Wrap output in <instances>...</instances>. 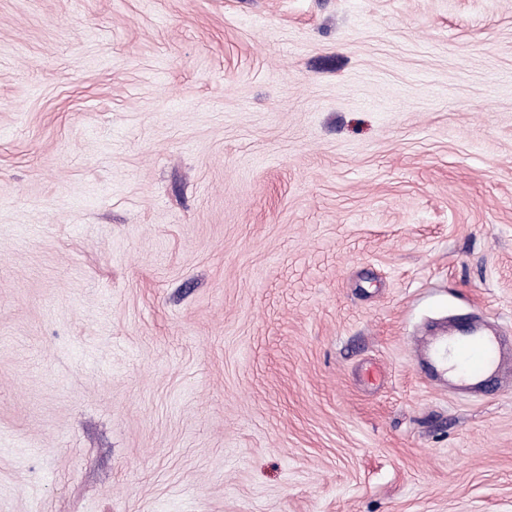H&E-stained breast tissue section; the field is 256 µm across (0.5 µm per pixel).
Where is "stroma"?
<instances>
[{
    "mask_svg": "<svg viewBox=\"0 0 512 512\" xmlns=\"http://www.w3.org/2000/svg\"><path fill=\"white\" fill-rule=\"evenodd\" d=\"M0 512H512V0H0ZM448 360L460 372L459 377L463 381L459 385L462 388H480L489 376L500 371L502 337L479 333L475 328L459 335L436 336L429 346L428 364L436 367L438 362L453 379V373L445 367Z\"/></svg>",
    "mask_w": 512,
    "mask_h": 512,
    "instance_id": "35a3bbf8",
    "label": "stroma"
}]
</instances>
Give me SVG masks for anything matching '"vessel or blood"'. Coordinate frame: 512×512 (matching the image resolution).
<instances>
[{"label": "vessel or blood", "mask_w": 512, "mask_h": 512, "mask_svg": "<svg viewBox=\"0 0 512 512\" xmlns=\"http://www.w3.org/2000/svg\"><path fill=\"white\" fill-rule=\"evenodd\" d=\"M429 364L453 365L465 389L481 387L502 366V338L470 329L459 335L435 337L429 346Z\"/></svg>", "instance_id": "1"}]
</instances>
